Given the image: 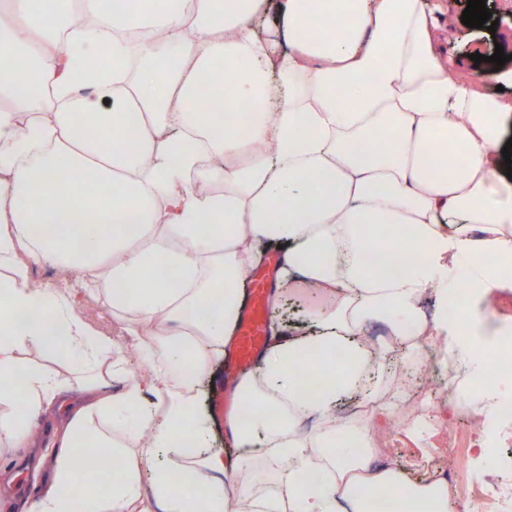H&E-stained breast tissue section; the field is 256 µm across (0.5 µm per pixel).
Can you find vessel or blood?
I'll return each mask as SVG.
<instances>
[{"label": "vessel or blood", "instance_id": "obj_1", "mask_svg": "<svg viewBox=\"0 0 512 512\" xmlns=\"http://www.w3.org/2000/svg\"><path fill=\"white\" fill-rule=\"evenodd\" d=\"M272 284L271 271L260 272L250 287L245 308L234 338L233 368L241 375L251 368L256 357L266 347L264 300Z\"/></svg>", "mask_w": 512, "mask_h": 512}]
</instances>
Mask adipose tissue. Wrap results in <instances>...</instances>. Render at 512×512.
<instances>
[{"label":"adipose tissue","mask_w":512,"mask_h":512,"mask_svg":"<svg viewBox=\"0 0 512 512\" xmlns=\"http://www.w3.org/2000/svg\"><path fill=\"white\" fill-rule=\"evenodd\" d=\"M67 5L62 26L51 2L0 0V447L40 477L25 512H371L382 496L407 498L398 471L371 462L368 419L337 409L354 397L390 413L422 337L448 329L447 311L428 323L417 304L447 303L449 271L481 292L512 278V200L493 193L507 179L512 100L488 92L503 71L461 74L424 0ZM271 11L280 44L253 26ZM130 18L148 38L120 36ZM106 54L138 62L135 75L74 81L77 63ZM221 63L235 80L213 85L214 125L195 102ZM21 66L36 81L17 78ZM448 140L463 149L450 177ZM60 195L80 236L47 230ZM387 226L408 230L406 243L383 241ZM262 241L284 257L271 346L226 418L237 447L283 465L255 490L240 481L248 456L209 450L198 382L231 340ZM42 264L68 282L35 281ZM301 286L310 314L292 334L280 311ZM102 293L136 370L79 308ZM374 322L389 331L378 348L364 340ZM301 363L333 377L309 392ZM128 409L132 433L114 422ZM89 446L110 451L107 492L84 478Z\"/></svg>","instance_id":"adipose-tissue-1"}]
</instances>
